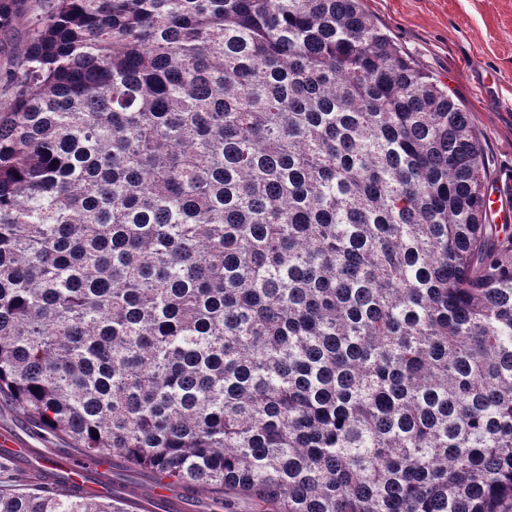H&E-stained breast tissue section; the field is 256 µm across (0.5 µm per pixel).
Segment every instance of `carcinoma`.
Instances as JSON below:
<instances>
[{"mask_svg": "<svg viewBox=\"0 0 512 512\" xmlns=\"http://www.w3.org/2000/svg\"><path fill=\"white\" fill-rule=\"evenodd\" d=\"M0 400L217 512H512V225L362 0H0ZM0 512H136L0 485ZM27 17L16 21L14 29L0 32V73L9 58L17 59L24 52L27 41Z\"/></svg>", "mask_w": 512, "mask_h": 512, "instance_id": "carcinoma-1", "label": "carcinoma"}]
</instances>
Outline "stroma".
Masks as SVG:
<instances>
[{"instance_id":"1","label":"stroma","mask_w":512,"mask_h":512,"mask_svg":"<svg viewBox=\"0 0 512 512\" xmlns=\"http://www.w3.org/2000/svg\"><path fill=\"white\" fill-rule=\"evenodd\" d=\"M400 49L470 112L512 206V0H364Z\"/></svg>"}]
</instances>
